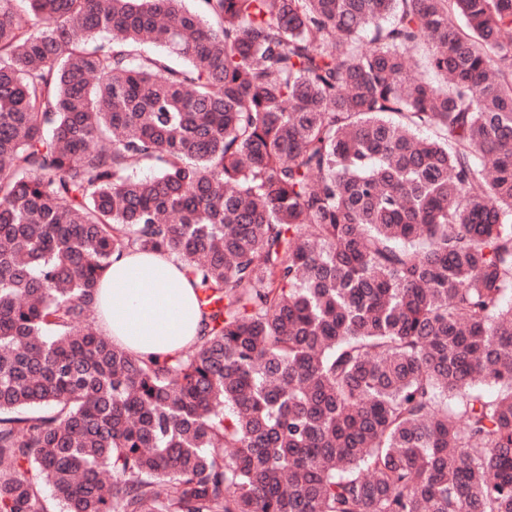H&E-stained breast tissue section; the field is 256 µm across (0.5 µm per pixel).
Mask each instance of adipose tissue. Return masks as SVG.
<instances>
[{
  "label": "adipose tissue",
  "mask_w": 512,
  "mask_h": 512,
  "mask_svg": "<svg viewBox=\"0 0 512 512\" xmlns=\"http://www.w3.org/2000/svg\"><path fill=\"white\" fill-rule=\"evenodd\" d=\"M94 314L104 336L136 355H164L200 341L195 288L180 261L168 255L113 256Z\"/></svg>",
  "instance_id": "obj_1"
}]
</instances>
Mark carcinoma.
I'll return each mask as SVG.
<instances>
[{
  "mask_svg": "<svg viewBox=\"0 0 512 512\" xmlns=\"http://www.w3.org/2000/svg\"><path fill=\"white\" fill-rule=\"evenodd\" d=\"M199 2L0 0V512H512V0ZM94 314L100 333L136 355H164L200 341L197 294L173 256L113 255Z\"/></svg>",
  "mask_w": 512,
  "mask_h": 512,
  "instance_id": "carcinoma-1",
  "label": "carcinoma"
}]
</instances>
